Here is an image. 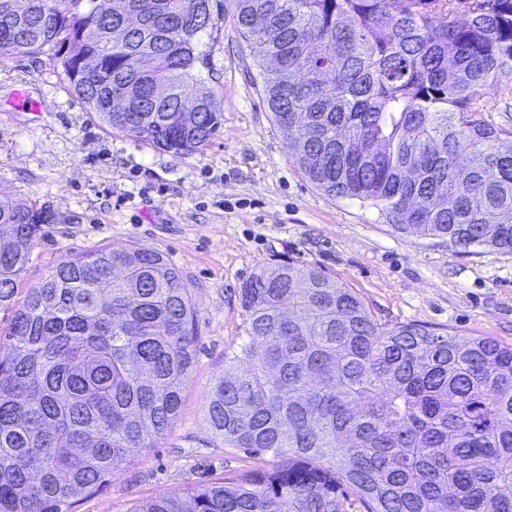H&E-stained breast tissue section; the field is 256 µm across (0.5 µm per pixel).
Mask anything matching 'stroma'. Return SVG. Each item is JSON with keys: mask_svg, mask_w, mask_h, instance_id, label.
Instances as JSON below:
<instances>
[{"mask_svg": "<svg viewBox=\"0 0 512 512\" xmlns=\"http://www.w3.org/2000/svg\"><path fill=\"white\" fill-rule=\"evenodd\" d=\"M257 56L225 7L210 43V86L222 98L224 125L202 153L181 157L103 123L69 94L50 51L0 57V193L68 217L43 225L13 299L0 305V336L62 257L103 245L162 253L197 309L195 367L170 430L155 447L131 450L106 489L74 512H131L136 502L263 466L224 447L206 420L207 398L231 369L224 353L243 333L240 288L260 268L318 269L385 324L416 322L512 346V255L454 251L445 239L400 232L377 209L318 189L267 108ZM20 90L41 111L16 108Z\"/></svg>", "mask_w": 512, "mask_h": 512, "instance_id": "obj_1", "label": "stroma"}]
</instances>
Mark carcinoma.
<instances>
[{"label": "carcinoma", "mask_w": 512, "mask_h": 512, "mask_svg": "<svg viewBox=\"0 0 512 512\" xmlns=\"http://www.w3.org/2000/svg\"><path fill=\"white\" fill-rule=\"evenodd\" d=\"M261 39L269 111L325 193L404 233L512 253V130L482 117L512 75V0H232ZM224 0H0V56L55 48L107 126L178 156L220 131L209 40ZM49 205L0 199V303ZM234 372L206 417L269 466L135 512H512V347L379 322L314 268L240 289ZM200 336L158 251L63 257L0 339V512H73L177 417Z\"/></svg>", "instance_id": "obj_1"}]
</instances>
